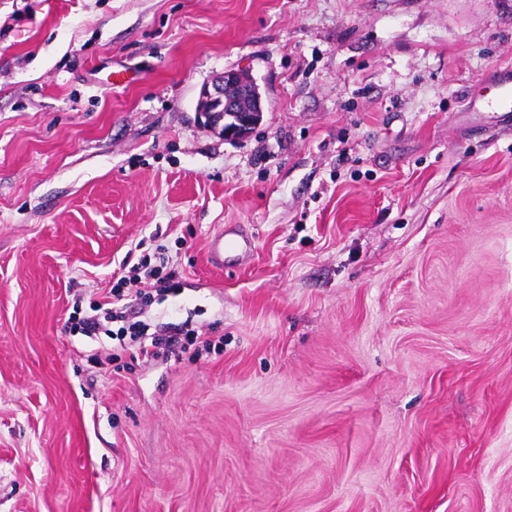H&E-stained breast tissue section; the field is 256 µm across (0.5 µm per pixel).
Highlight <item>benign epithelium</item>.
I'll return each mask as SVG.
<instances>
[{"instance_id":"7a95c632","label":"benign epithelium","mask_w":512,"mask_h":512,"mask_svg":"<svg viewBox=\"0 0 512 512\" xmlns=\"http://www.w3.org/2000/svg\"><path fill=\"white\" fill-rule=\"evenodd\" d=\"M262 104L256 82L239 70H228L214 76L200 90L198 115L205 125L217 131L226 140H236L247 135V130L257 126L263 112L239 111V96Z\"/></svg>"}]
</instances>
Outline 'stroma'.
<instances>
[{"label": "stroma", "instance_id": "1", "mask_svg": "<svg viewBox=\"0 0 512 512\" xmlns=\"http://www.w3.org/2000/svg\"><path fill=\"white\" fill-rule=\"evenodd\" d=\"M508 65L512 0H0V512H512ZM141 241L216 352L70 334ZM231 87L237 89V94H229L228 89ZM239 95L251 99L259 112H254L246 103L244 107L252 112H240ZM261 104V93L256 82L244 76L242 71L228 70L214 76L201 88L198 115L205 125L217 131L224 139L236 140L250 133L245 132V129L256 127L261 122ZM231 237L224 230L213 235L207 242V251L210 261L213 265L223 269L233 267L235 259L248 249L249 241L247 238L234 234Z\"/></svg>", "mask_w": 512, "mask_h": 512}]
</instances>
